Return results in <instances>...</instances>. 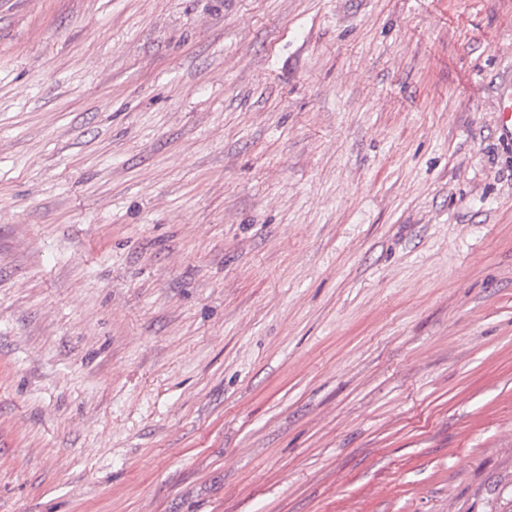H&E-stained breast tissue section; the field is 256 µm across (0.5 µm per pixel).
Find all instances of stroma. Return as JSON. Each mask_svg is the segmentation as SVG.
I'll use <instances>...</instances> for the list:
<instances>
[{
    "mask_svg": "<svg viewBox=\"0 0 512 512\" xmlns=\"http://www.w3.org/2000/svg\"><path fill=\"white\" fill-rule=\"evenodd\" d=\"M512 0H0V512H512ZM498 112L501 135L512 140V79L502 81L498 92Z\"/></svg>",
    "mask_w": 512,
    "mask_h": 512,
    "instance_id": "obj_1",
    "label": "stroma"
}]
</instances>
